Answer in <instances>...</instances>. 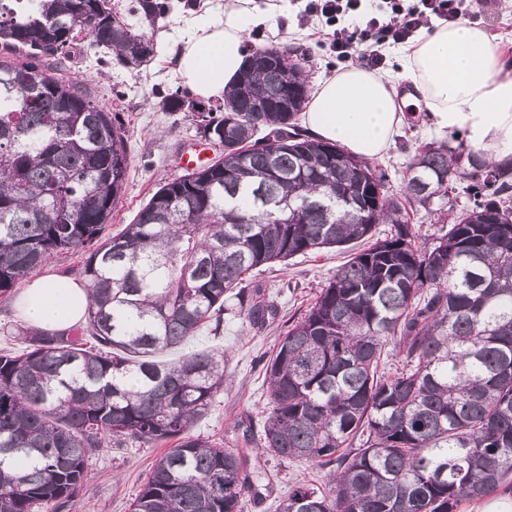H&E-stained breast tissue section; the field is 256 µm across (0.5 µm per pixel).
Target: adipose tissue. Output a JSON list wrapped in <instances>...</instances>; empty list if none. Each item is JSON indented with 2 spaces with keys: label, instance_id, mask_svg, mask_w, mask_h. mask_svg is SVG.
Instances as JSON below:
<instances>
[{
  "label": "adipose tissue",
  "instance_id": "1",
  "mask_svg": "<svg viewBox=\"0 0 512 512\" xmlns=\"http://www.w3.org/2000/svg\"><path fill=\"white\" fill-rule=\"evenodd\" d=\"M269 16V9L252 0H225L222 10L196 14L193 33L176 55L183 85L203 99L223 98L244 63L251 27ZM399 80L413 84L434 130L464 132L491 160L512 157V64L468 21L423 32L404 52L397 76L354 63L325 79L305 112L309 133L365 160L383 157L406 118L396 102ZM16 303L29 324L61 332L84 320L90 290L68 277L42 275L26 283Z\"/></svg>",
  "mask_w": 512,
  "mask_h": 512
}]
</instances>
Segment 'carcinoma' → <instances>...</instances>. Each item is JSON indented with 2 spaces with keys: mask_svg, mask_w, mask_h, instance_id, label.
Instances as JSON below:
<instances>
[{
  "mask_svg": "<svg viewBox=\"0 0 512 512\" xmlns=\"http://www.w3.org/2000/svg\"><path fill=\"white\" fill-rule=\"evenodd\" d=\"M106 2L0 0V300L64 250L84 252L91 287L84 336L0 350V512L63 507L98 448L171 439L131 512H244L267 474L192 434L224 390V357L155 355L219 330L226 310L253 328L275 319L276 298L247 293L246 273L369 240L380 223L390 234L337 269L267 363L266 453L336 466L329 488L299 485L281 512H455L498 490L512 475V168L428 142L394 194L385 171L305 133L307 77L268 50L274 63L192 113L219 159L169 179L103 240L130 157L117 113L68 76L70 31L83 20L98 63L137 69L171 10ZM462 182L469 204L419 243L409 210L435 212ZM390 346L403 368L386 377Z\"/></svg>",
  "mask_w": 512,
  "mask_h": 512,
  "instance_id": "1",
  "label": "carcinoma"
}]
</instances>
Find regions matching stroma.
Wrapping results in <instances>:
<instances>
[{
  "instance_id": "obj_1",
  "label": "stroma",
  "mask_w": 512,
  "mask_h": 512,
  "mask_svg": "<svg viewBox=\"0 0 512 512\" xmlns=\"http://www.w3.org/2000/svg\"><path fill=\"white\" fill-rule=\"evenodd\" d=\"M275 6L269 23L251 28V49L272 44L293 54L311 83L332 74L339 62L328 47L330 31L324 20L304 21L306 0H271ZM173 9L157 34L154 59L140 69L120 66L99 68L95 57L82 46L71 50V78L95 83L98 99L117 112L126 128L131 164L124 195L103 235L111 237L129 224L140 207L169 178L180 174L179 158L197 144L188 113L167 112L162 96L175 92L181 83L175 72L174 52L181 39L191 33V21L199 0H171ZM463 19L478 23L498 44L503 57L512 59V0H465ZM424 108L408 116L393 146L377 164L389 176L393 192H401L419 144L438 139L435 131L420 124ZM350 252L326 250L307 253L284 263L263 266L250 285L275 292L279 313L266 328L242 329L238 320L223 316L218 331L203 330L185 347L186 352L205 350L224 354L227 381L208 415L193 427V434L238 450L249 470L268 473L270 489L248 502L244 512H280L288 493L303 483L324 484L328 469L303 459L280 461L259 448L265 403L266 364L283 338L290 321L300 318L316 293L327 285L337 268L349 260ZM163 447L126 443L93 451L87 461L82 487L62 512H130V504L147 481Z\"/></svg>"
}]
</instances>
